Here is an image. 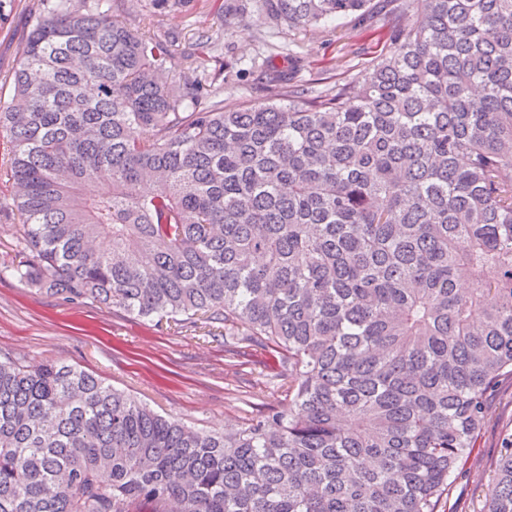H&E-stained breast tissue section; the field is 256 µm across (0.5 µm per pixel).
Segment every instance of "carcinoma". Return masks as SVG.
<instances>
[{
    "instance_id": "cac0c4a2",
    "label": "carcinoma",
    "mask_w": 512,
    "mask_h": 512,
    "mask_svg": "<svg viewBox=\"0 0 512 512\" xmlns=\"http://www.w3.org/2000/svg\"><path fill=\"white\" fill-rule=\"evenodd\" d=\"M260 4L304 30L370 11ZM399 16L362 80L267 67L232 108L113 0L35 16L0 100L23 217L0 274L260 350L281 400L210 433L0 357V512H438L512 378V0ZM483 512H512V446Z\"/></svg>"
}]
</instances>
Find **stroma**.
<instances>
[{
    "instance_id": "obj_1",
    "label": "stroma",
    "mask_w": 512,
    "mask_h": 512,
    "mask_svg": "<svg viewBox=\"0 0 512 512\" xmlns=\"http://www.w3.org/2000/svg\"><path fill=\"white\" fill-rule=\"evenodd\" d=\"M226 0H121L117 16L143 32L179 36L177 50L194 54L234 107L268 96L259 63L271 61L288 85L324 91L358 80L384 54L395 14L348 17L315 30L274 27L258 0L243 17L225 21ZM42 0H0V94L10 95L16 48ZM0 354L31 364L64 361L203 431L240 427L257 410L278 404L259 391L254 367L233 376L223 342H204L174 325L136 318L90 300H70L6 276L0 278ZM512 442V380L492 389L485 424L467 467L439 512H479L492 464Z\"/></svg>"
}]
</instances>
